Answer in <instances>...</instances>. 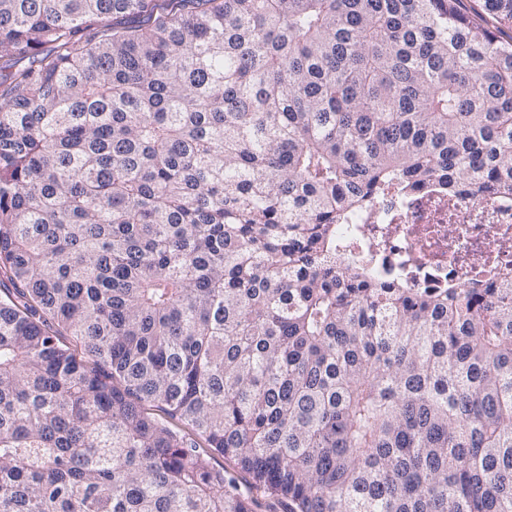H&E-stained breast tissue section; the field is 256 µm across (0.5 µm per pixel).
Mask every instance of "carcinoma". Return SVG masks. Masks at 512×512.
I'll return each mask as SVG.
<instances>
[{"label":"carcinoma","instance_id":"1","mask_svg":"<svg viewBox=\"0 0 512 512\" xmlns=\"http://www.w3.org/2000/svg\"><path fill=\"white\" fill-rule=\"evenodd\" d=\"M430 181L512 192L460 0H0V512H512V282L336 247Z\"/></svg>","mask_w":512,"mask_h":512}]
</instances>
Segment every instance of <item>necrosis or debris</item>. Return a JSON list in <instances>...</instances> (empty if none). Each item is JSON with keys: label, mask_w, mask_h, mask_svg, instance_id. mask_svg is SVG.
I'll list each match as a JSON object with an SVG mask.
<instances>
[{"label": "necrosis or debris", "mask_w": 512, "mask_h": 512, "mask_svg": "<svg viewBox=\"0 0 512 512\" xmlns=\"http://www.w3.org/2000/svg\"><path fill=\"white\" fill-rule=\"evenodd\" d=\"M336 241L346 258L406 287L479 291L512 281V193L395 186L339 222Z\"/></svg>", "instance_id": "4bbe7bcc"}]
</instances>
